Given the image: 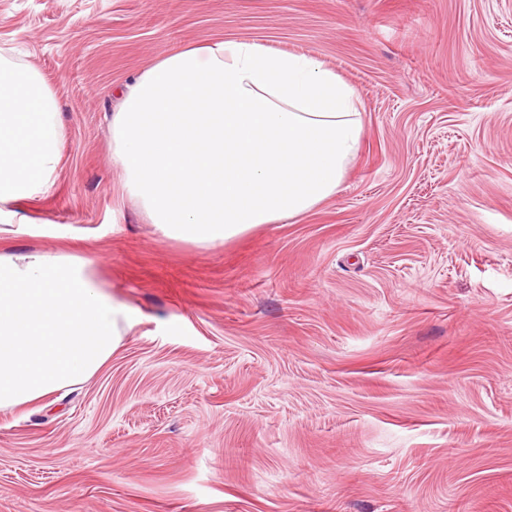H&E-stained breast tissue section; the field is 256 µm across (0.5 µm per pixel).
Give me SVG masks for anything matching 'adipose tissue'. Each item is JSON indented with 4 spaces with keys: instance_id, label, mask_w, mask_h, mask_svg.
<instances>
[{
    "instance_id": "obj_1",
    "label": "adipose tissue",
    "mask_w": 512,
    "mask_h": 512,
    "mask_svg": "<svg viewBox=\"0 0 512 512\" xmlns=\"http://www.w3.org/2000/svg\"><path fill=\"white\" fill-rule=\"evenodd\" d=\"M123 189L164 236L210 248L335 195L362 135L358 99L316 57L224 40L166 54L116 91ZM64 133L53 90L0 53V235L51 194ZM136 321L81 253L0 252V408L46 400L110 359Z\"/></svg>"
}]
</instances>
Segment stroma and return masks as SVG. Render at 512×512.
Returning a JSON list of instances; mask_svg holds the SVG:
<instances>
[{
    "label": "stroma",
    "mask_w": 512,
    "mask_h": 512,
    "mask_svg": "<svg viewBox=\"0 0 512 512\" xmlns=\"http://www.w3.org/2000/svg\"><path fill=\"white\" fill-rule=\"evenodd\" d=\"M250 40L356 91L301 217L201 249L120 195L112 90ZM65 130L12 253L79 247L137 323L0 409V512H512V0H0Z\"/></svg>",
    "instance_id": "stroma-1"
}]
</instances>
